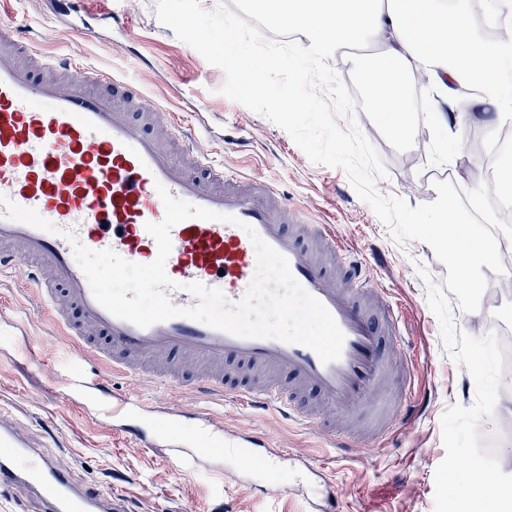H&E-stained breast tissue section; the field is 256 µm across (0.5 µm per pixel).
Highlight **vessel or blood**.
I'll use <instances>...</instances> for the list:
<instances>
[{
	"instance_id": "vessel-or-blood-1",
	"label": "vessel or blood",
	"mask_w": 512,
	"mask_h": 512,
	"mask_svg": "<svg viewBox=\"0 0 512 512\" xmlns=\"http://www.w3.org/2000/svg\"><path fill=\"white\" fill-rule=\"evenodd\" d=\"M173 197L232 215L236 224L191 218L171 232L166 273L174 281L220 288L229 301L245 293L256 269L248 235L284 255L295 279L321 301L344 334L340 359L323 363L311 349L275 339L242 338L176 317L147 328L100 306L65 238L6 216L7 203L36 210L74 230L89 249H113L148 264L157 256L146 223L161 221L157 185ZM0 268L29 262L34 293L83 351L135 379L174 383L254 410H276L298 425L322 426L324 414L358 418L381 394L391 356L404 348L399 308L366 275L367 261L329 224L309 223L269 181L213 164L135 85L72 60L50 58L11 21L0 19ZM82 323L69 320V309ZM193 365L185 377L184 365ZM400 411L371 430L322 426L334 452L350 457L362 442H383L415 416L411 380ZM70 389L86 391L97 411L140 447L166 440L189 467L225 456L239 468L266 471L288 461L265 438L232 435L210 412L154 406L117 396L82 363ZM21 491L41 512H131L125 495L78 482L70 467L35 448L16 425L0 421V491Z\"/></svg>"
}]
</instances>
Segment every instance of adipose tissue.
I'll return each mask as SVG.
<instances>
[{
    "instance_id": "adipose-tissue-1",
    "label": "adipose tissue",
    "mask_w": 512,
    "mask_h": 512,
    "mask_svg": "<svg viewBox=\"0 0 512 512\" xmlns=\"http://www.w3.org/2000/svg\"><path fill=\"white\" fill-rule=\"evenodd\" d=\"M256 9L269 23L306 28L321 52L362 39L383 44L366 80L397 136L407 134L411 114L396 88L415 64L445 103H453L460 86L477 90L472 121L492 127L500 118L494 66L506 46L478 36L472 0H257Z\"/></svg>"
}]
</instances>
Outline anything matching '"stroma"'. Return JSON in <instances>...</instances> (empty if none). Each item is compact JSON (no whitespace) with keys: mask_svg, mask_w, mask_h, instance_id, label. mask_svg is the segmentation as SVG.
I'll return each instance as SVG.
<instances>
[{"mask_svg":"<svg viewBox=\"0 0 512 512\" xmlns=\"http://www.w3.org/2000/svg\"><path fill=\"white\" fill-rule=\"evenodd\" d=\"M5 7L41 52L139 85L161 111L179 114L212 162L245 178L271 181L305 208L309 220L333 225L338 237L366 256L375 285L402 308L406 356L416 365L413 386L426 409L386 441L339 459L321 432L288 423L275 412L257 414L230 400H207L184 388L116 375L92 356L86 357V368L109 380L115 393L207 406L227 431L262 433L274 447L324 464L341 512H434V473L445 456L441 418L452 405H472L475 384L445 351L440 323L428 305L427 281L443 283L447 274L431 246L392 237L342 170L311 163L284 129L222 95L223 71L158 22L155 0H83L76 13L61 0H7ZM72 25L84 27V34L67 36ZM352 123L388 170V178L376 185L382 196L416 207L437 199L433 182L444 175H451L461 193L487 179L478 163L459 154V129L436 128L422 110H415L414 127L402 139L392 136L369 101L358 104L354 120L338 121L344 129ZM421 267L429 280L418 275ZM486 278L479 310L452 306L453 323L474 337L491 332L512 337V296L502 291L500 275L490 272ZM30 288L28 265L0 275L1 414L86 482L127 496L133 512H308L318 482L302 467L286 463L271 471L270 482L289 488L269 494L254 489L252 478L233 477L234 464L224 458L185 472L168 461L166 448L139 447L113 433L111 421L92 408L65 401L60 384L75 351L65 346L50 310L38 305ZM31 346L40 363L29 360ZM496 407L480 430L484 445L494 447L505 466L512 463V389L501 391Z\"/></svg>","mask_w":512,"mask_h":512,"instance_id":"obj_1","label":"stroma"}]
</instances>
